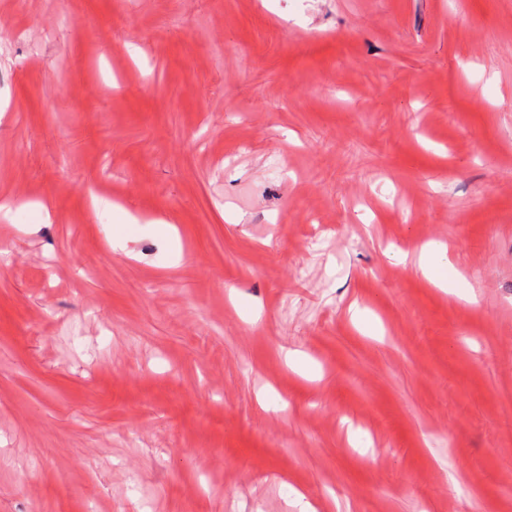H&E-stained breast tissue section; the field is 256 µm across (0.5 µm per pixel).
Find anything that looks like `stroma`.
<instances>
[{
    "label": "stroma",
    "instance_id": "stroma-1",
    "mask_svg": "<svg viewBox=\"0 0 512 512\" xmlns=\"http://www.w3.org/2000/svg\"><path fill=\"white\" fill-rule=\"evenodd\" d=\"M68 7L0 0V512H512V0ZM446 252L447 250L435 252L432 249L423 247L419 255V269L422 275L435 286L441 288L448 294L459 296L456 290V288H460L458 279L448 276L447 269L450 264L445 255ZM443 259H445L444 262H442Z\"/></svg>",
    "mask_w": 512,
    "mask_h": 512
}]
</instances>
